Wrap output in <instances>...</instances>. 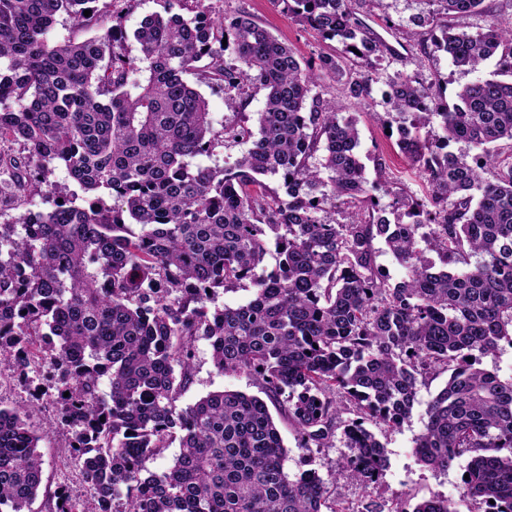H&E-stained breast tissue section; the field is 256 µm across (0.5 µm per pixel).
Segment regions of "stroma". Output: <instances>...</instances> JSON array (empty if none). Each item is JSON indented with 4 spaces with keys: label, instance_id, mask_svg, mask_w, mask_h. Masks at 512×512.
Listing matches in <instances>:
<instances>
[{
    "label": "stroma",
    "instance_id": "1",
    "mask_svg": "<svg viewBox=\"0 0 512 512\" xmlns=\"http://www.w3.org/2000/svg\"><path fill=\"white\" fill-rule=\"evenodd\" d=\"M212 10L218 15L231 16L244 11L265 26L280 41L292 46L298 55L307 60H316L319 55L332 52L335 42L321 39L313 30L289 22L271 0H210ZM356 14L375 32L388 48L386 65L388 72L420 71L424 78L436 82L446 99H454L466 84L480 78L492 77L499 69L498 59L485 62L477 71L465 72L451 66L446 57L421 53L411 23L413 16L427 12L425 0H353ZM198 90L209 103L214 125L237 119L248 126H255L258 112L262 109L265 92L252 89L248 92V103L242 113H234L224 106V92L218 87L198 83ZM382 85H375L372 98L356 102L347 98L337 82H327L323 97L335 104L343 116H355L360 129L358 149L365 173L374 185L372 193L381 204L391 200L388 186H407L421 194L427 189L422 173L411 168L397 146V136L387 133L377 118L383 111ZM383 158L388 171L385 178H378L374 168L375 158ZM193 381L183 393L180 404H194L213 391L237 390L251 395L259 394L256 381L245 374H224L213 365L211 349L206 339L195 343ZM447 374L434 375L418 386L417 402L412 415L400 428L380 432L379 438L387 450V467L380 479L378 490H370L343 476L341 467L346 450L342 442H333L326 448L306 450L300 448L295 425L282 414L274 420L280 431L288 458L285 467L290 476H299L307 470L317 471L329 479L328 507L344 502L355 512H361L365 503L378 501L392 508L402 503L413 506L420 500L435 498L448 501L453 512H478V504L466 496L462 476L466 469V458H458L445 471L433 470L420 464L414 451V441L422 432L426 420L428 402L445 386ZM0 404L5 406L26 405V422L39 436V451L43 460V492L32 505L33 512H49L53 507L52 495L58 487H66L79 504L80 512H97V504L86 491L79 470L71 458V433L59 421L55 406L49 398L33 400L29 386L18 380L9 361L0 362Z\"/></svg>",
    "mask_w": 512,
    "mask_h": 512
}]
</instances>
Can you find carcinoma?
<instances>
[{"label":"carcinoma","instance_id":"carcinoma-1","mask_svg":"<svg viewBox=\"0 0 512 512\" xmlns=\"http://www.w3.org/2000/svg\"><path fill=\"white\" fill-rule=\"evenodd\" d=\"M99 2L0 0V216L32 204L57 168L78 186L0 222V358L27 383L30 348L45 352L53 374L35 389L55 390L98 512H323L328 482L314 470L290 478L267 402L303 448L341 432L342 468L374 488L387 455L366 424L400 428L419 379L444 372L416 456L440 471L467 457L466 493L483 512H512V375L480 368L512 345V81L478 80L450 103L417 72L386 74L384 45L351 0H272L342 44L317 65L245 13L213 17L206 0H160L163 12L134 31L133 57L124 13ZM425 2L433 9L410 19L426 29L423 49L469 72L497 56L512 74V26L485 0ZM476 14L475 32L450 23ZM58 16L96 35L54 42ZM353 48L361 71L340 64ZM188 74L223 88L229 110L245 87L266 90L258 129H215ZM326 80L359 102L385 86L382 123L402 130L427 194L400 187L386 206L370 194L357 120L323 99ZM226 142L249 148L192 165ZM341 198L358 205L342 220ZM398 211L408 221H391ZM382 246L403 278L377 263ZM235 287L252 298L210 307ZM201 336L218 371L254 377L266 399L219 391L181 407ZM23 415L0 407L9 512H32L42 486L39 437ZM175 441L173 465L146 471ZM389 512L451 509L431 498Z\"/></svg>","mask_w":512,"mask_h":512}]
</instances>
